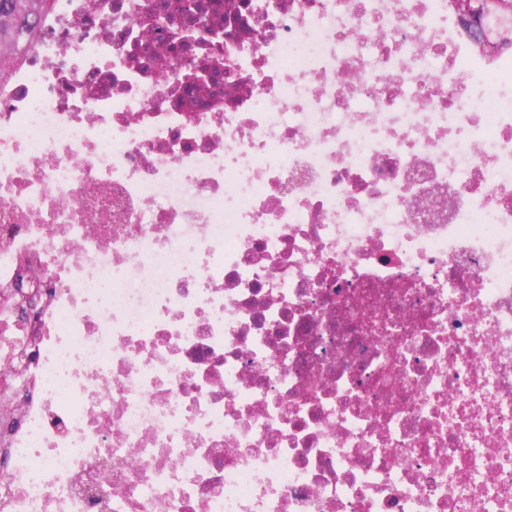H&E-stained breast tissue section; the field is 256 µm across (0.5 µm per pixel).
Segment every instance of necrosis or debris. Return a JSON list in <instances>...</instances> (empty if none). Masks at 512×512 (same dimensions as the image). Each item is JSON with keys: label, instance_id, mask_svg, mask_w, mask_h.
<instances>
[{"label": "necrosis or debris", "instance_id": "4bbe7bcc", "mask_svg": "<svg viewBox=\"0 0 512 512\" xmlns=\"http://www.w3.org/2000/svg\"><path fill=\"white\" fill-rule=\"evenodd\" d=\"M228 2L57 0L0 77V512H512V80L448 0ZM40 291L38 288H22L21 285H16L14 288H1V307L5 310L12 309L21 316L25 309H32L29 305ZM29 353L26 349H20L11 360L0 367V419L5 421H14L18 419L24 412L21 404L14 402L12 391L15 385L20 382L22 385L30 383V379L24 377L28 361ZM5 391H10L7 398L3 397Z\"/></svg>", "mask_w": 512, "mask_h": 512}]
</instances>
